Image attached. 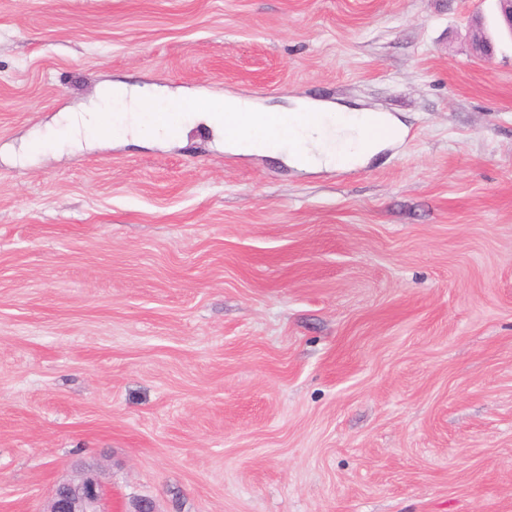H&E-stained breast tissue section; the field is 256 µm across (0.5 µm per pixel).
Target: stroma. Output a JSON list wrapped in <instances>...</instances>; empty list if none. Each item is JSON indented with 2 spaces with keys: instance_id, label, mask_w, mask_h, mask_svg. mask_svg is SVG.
<instances>
[{
  "instance_id": "1",
  "label": "stroma",
  "mask_w": 512,
  "mask_h": 512,
  "mask_svg": "<svg viewBox=\"0 0 512 512\" xmlns=\"http://www.w3.org/2000/svg\"><path fill=\"white\" fill-rule=\"evenodd\" d=\"M494 0H0V512H512V41ZM105 81L391 114L353 169L27 141ZM105 502V486L98 477L88 473L78 482L59 484L48 512H107Z\"/></svg>"
}]
</instances>
